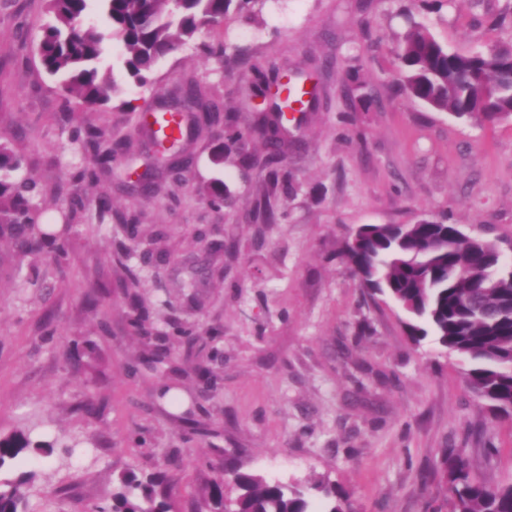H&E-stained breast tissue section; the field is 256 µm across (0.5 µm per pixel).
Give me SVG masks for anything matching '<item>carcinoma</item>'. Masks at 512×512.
Instances as JSON below:
<instances>
[{
	"label": "carcinoma",
	"instance_id": "obj_1",
	"mask_svg": "<svg viewBox=\"0 0 512 512\" xmlns=\"http://www.w3.org/2000/svg\"><path fill=\"white\" fill-rule=\"evenodd\" d=\"M89 0H46L50 20L42 26L39 58L49 76L62 74L65 100L104 106L114 100L119 85L110 71L100 67L104 43L110 38L121 49L119 63L126 77L140 87L151 84L158 63L197 41L199 32L219 25L230 14L250 21L266 0H100L107 30L88 19ZM396 94L436 112L478 124H493L512 117V44L486 51L459 54L448 50L429 28L407 14V27L398 36ZM187 96L199 101L198 127L204 134L220 128L222 142L212 151V161L245 167L254 159L249 145L258 140L265 154L263 166L269 185L284 196L294 193L282 156L294 145L285 110L300 104L299 121L316 111L317 85L308 99L275 100L273 115L262 116L252 129L243 130L224 117L223 105L211 88L191 81ZM177 134L150 130L155 153L176 159L185 156L189 134L175 121ZM89 162L71 174L57 193L70 198L66 228L82 225L83 190L100 182L114 157L130 152L128 140L112 141L91 123L77 130ZM39 182L23 172L22 157L10 137L0 136V266L9 263L15 276L23 261L47 251L59 260L66 256L61 232L43 223L46 207ZM206 197L218 206L232 201L223 181L206 187ZM100 214H109L115 230L132 242L147 241L151 249L140 263L125 245L115 253L127 274L130 323L141 336H160L153 314L139 288L146 267L162 260L165 233L144 227L138 212L112 205L105 193L98 196ZM261 224H278L282 214L269 202L255 206ZM343 263L360 280L368 295L388 297L406 314L405 328L418 344L428 336L454 352L463 364L466 387L486 402L493 415L512 420V268L500 262L498 245L472 238L446 221L413 224H369L352 235L341 250ZM168 349L145 350L139 364L154 370ZM55 443L32 436L28 429L0 435V468L27 452L52 454ZM443 464L448 472V512H512V483L490 484L471 473V460L463 448H446ZM40 474L24 472L0 479V512H27L29 489ZM207 512H352V505L336 485L322 477H309L302 488L291 487L263 474L229 464L210 485ZM97 512H172L175 504L158 476L141 482L133 474L119 477L112 495Z\"/></svg>",
	"mask_w": 512,
	"mask_h": 512
}]
</instances>
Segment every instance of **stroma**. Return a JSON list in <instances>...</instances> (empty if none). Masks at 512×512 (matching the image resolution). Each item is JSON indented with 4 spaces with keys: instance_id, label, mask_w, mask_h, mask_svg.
<instances>
[{
    "instance_id": "obj_1",
    "label": "stroma",
    "mask_w": 512,
    "mask_h": 512,
    "mask_svg": "<svg viewBox=\"0 0 512 512\" xmlns=\"http://www.w3.org/2000/svg\"><path fill=\"white\" fill-rule=\"evenodd\" d=\"M404 4L451 51L512 42L504 12L512 0H452L441 10L427 0H274L258 21L229 20L201 35L237 48L249 65L204 61L186 48L160 61L151 85L123 84V107L90 110L61 98L39 65L45 0L17 8L0 0V134L13 136L42 185L51 222L62 223L69 206L55 187L84 162L61 113L135 145L88 189L67 262L48 254L30 269L40 292L0 273V434L37 425L81 441L44 460L29 512H90L126 471L164 475L179 512H197L234 459L284 483L330 476L356 512L442 507L446 448L468 449L477 477L512 482V425L469 393L455 355L430 337L413 343L405 313L364 295L339 257L361 225L423 216L512 240V120L476 125L394 95ZM253 64L314 73L321 89L317 112L282 160L297 192L270 198L281 223L251 217L265 170L214 166L209 139L193 144L186 181L129 195L125 184L146 158L138 115L192 78L215 90L239 126H253L241 99ZM353 67L363 87L350 81ZM215 179L234 206L204 205ZM101 191L167 233L170 257L147 272L140 293L160 322L185 335L165 337L171 353L147 375L129 371L148 340L129 326L117 242L93 230ZM203 224L209 241L236 242L237 252L199 243ZM204 370L219 375L208 393ZM164 384L184 396L182 407L160 398ZM487 439L498 448L490 458L481 453Z\"/></svg>"
}]
</instances>
